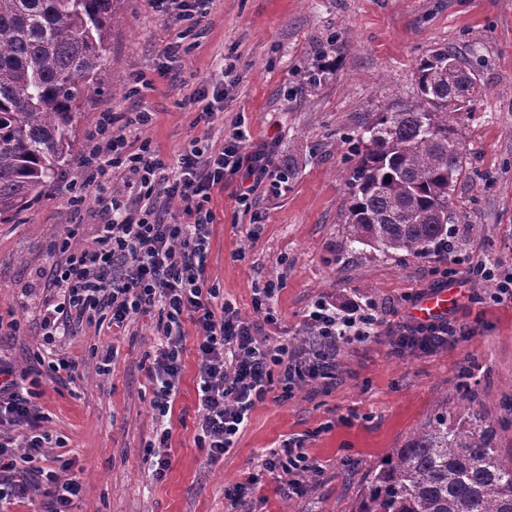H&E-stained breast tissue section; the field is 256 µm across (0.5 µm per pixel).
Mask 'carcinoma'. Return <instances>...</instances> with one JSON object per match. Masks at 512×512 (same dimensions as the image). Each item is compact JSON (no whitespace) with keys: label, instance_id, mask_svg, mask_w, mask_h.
Returning a JSON list of instances; mask_svg holds the SVG:
<instances>
[{"label":"carcinoma","instance_id":"1","mask_svg":"<svg viewBox=\"0 0 512 512\" xmlns=\"http://www.w3.org/2000/svg\"><path fill=\"white\" fill-rule=\"evenodd\" d=\"M125 0H0V224H13L74 157L81 101L98 81ZM434 50L416 66L418 103L363 117L344 136L347 249L428 257L451 246V191L466 174L465 79ZM467 403L422 423L375 469L359 512H512V457L468 385Z\"/></svg>","mask_w":512,"mask_h":512}]
</instances>
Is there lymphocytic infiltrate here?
Listing matches in <instances>:
<instances>
[{"label": "lymphocytic infiltrate", "instance_id": "f902f5d3", "mask_svg": "<svg viewBox=\"0 0 512 512\" xmlns=\"http://www.w3.org/2000/svg\"><path fill=\"white\" fill-rule=\"evenodd\" d=\"M153 120V113L145 110L122 120L106 112L91 134V146L80 160L83 183L70 202L77 207L94 196L106 220L90 240H76L71 231L55 239L57 261L45 276L48 295L41 328L50 348L72 327L105 312L111 326L119 329L134 317L157 315L162 338L148 368L155 436L146 458L154 476H162L171 464L169 416L183 371L186 324L194 325L197 336L196 441L213 460L233 448L272 382H280L285 399L305 381L334 384L337 350L348 328L361 336L386 333L398 357L416 350L434 353L465 335L464 326L447 320L387 326L370 313L342 320L335 306L320 302L309 314V349L260 337L257 326L209 283L210 201L214 190L232 180L238 201L245 203L260 188L279 190L287 177L269 148L245 151L246 135L236 126L220 148L196 139L174 165H167L148 144L132 146L126 134L127 128L148 126ZM119 168L136 183L134 196L114 191L113 173ZM174 203L179 206L175 212L170 209ZM45 420L13 365L0 358V508L29 498L34 464L45 459L53 443ZM260 465L288 475L292 491L299 489L301 477L317 470L298 438L269 449ZM41 493L44 512H73L82 485L71 462L60 461L46 472Z\"/></svg>", "mask_w": 512, "mask_h": 512}]
</instances>
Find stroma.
I'll return each instance as SVG.
<instances>
[{
    "label": "stroma",
    "instance_id": "stroma-1",
    "mask_svg": "<svg viewBox=\"0 0 512 512\" xmlns=\"http://www.w3.org/2000/svg\"><path fill=\"white\" fill-rule=\"evenodd\" d=\"M182 30L188 36L179 61L168 63L160 50ZM443 48L472 51L480 85L464 117L468 173L452 195L453 252L419 258L361 244L342 249L343 176L356 157L340 135L363 113L414 103L419 59ZM323 51L335 57L336 69L313 86L305 73ZM228 60L236 62L239 81L207 129L195 122L198 98L212 93ZM143 108L155 119L129 139L149 143L166 163L196 138L222 146L238 122L248 135L245 150L272 145L280 167H293L281 193L255 196L244 207L228 185L211 202L209 281L262 334L305 344V319L322 300L347 317L370 311L386 322L406 320L411 296L438 287L456 289L448 317L471 334L435 353L401 357L382 336L343 344L333 388L309 381L284 400L273 387L233 448L213 462L195 440L196 335L186 325L171 465L154 477L145 457L153 437L147 369L159 341L155 317H136L122 330L77 328L62 346L80 363L74 379L56 380L37 361L44 275L56 262L51 242L69 229L86 239L104 221L94 199L71 207L70 189L83 174L70 163L17 223L0 224V321L19 326L0 337V355L26 373L48 417L45 429L64 443L48 454L72 461L82 483L74 512H224L225 490L252 477L249 512H359L373 468L426 419L458 411L463 375L496 423L503 455H512L505 411L512 404V304L491 301L493 283L468 270L486 258L512 266V0H211L204 15L174 22L148 0H127L99 80L85 94L77 149H87L102 113ZM270 280L279 284L270 301L274 325L254 306L255 288ZM111 348L112 370L98 374ZM300 435L321 471L292 495L287 477L257 473L255 464L264 450Z\"/></svg>",
    "mask_w": 512,
    "mask_h": 512
}]
</instances>
